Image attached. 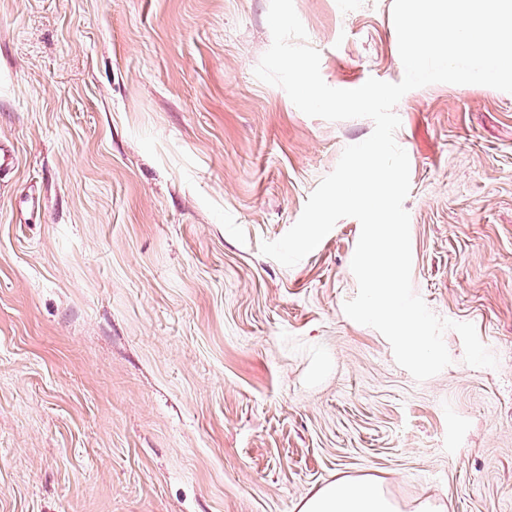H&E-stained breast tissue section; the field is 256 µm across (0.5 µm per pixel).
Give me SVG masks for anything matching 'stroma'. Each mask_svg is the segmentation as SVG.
<instances>
[{
  "mask_svg": "<svg viewBox=\"0 0 512 512\" xmlns=\"http://www.w3.org/2000/svg\"><path fill=\"white\" fill-rule=\"evenodd\" d=\"M270 0H0V512H297L341 477L401 512H512V93H406L413 290L497 368L418 381L344 312L361 226L287 268L367 118L254 75ZM327 85L399 82L393 0H294Z\"/></svg>",
  "mask_w": 512,
  "mask_h": 512,
  "instance_id": "obj_1",
  "label": "stroma"
}]
</instances>
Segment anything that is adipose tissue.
Wrapping results in <instances>:
<instances>
[{"label": "adipose tissue", "mask_w": 512, "mask_h": 512, "mask_svg": "<svg viewBox=\"0 0 512 512\" xmlns=\"http://www.w3.org/2000/svg\"><path fill=\"white\" fill-rule=\"evenodd\" d=\"M298 512H398V506L377 479L340 478L313 490Z\"/></svg>", "instance_id": "1"}]
</instances>
